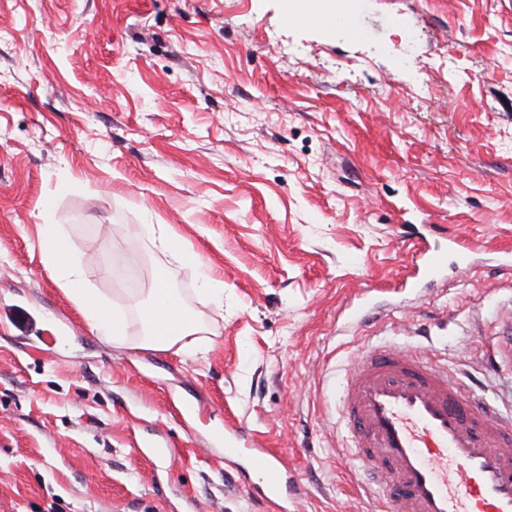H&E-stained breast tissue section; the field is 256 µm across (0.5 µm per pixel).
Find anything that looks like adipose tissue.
Listing matches in <instances>:
<instances>
[{
    "label": "adipose tissue",
    "instance_id": "adipose-tissue-1",
    "mask_svg": "<svg viewBox=\"0 0 512 512\" xmlns=\"http://www.w3.org/2000/svg\"><path fill=\"white\" fill-rule=\"evenodd\" d=\"M40 244L57 284L81 310L92 330L97 335L111 337L115 345L126 344L128 333L124 310L109 307L98 289L87 287L81 264L55 225H41ZM137 310L142 346L162 351L175 348L183 353L201 349L195 316L166 281H157L149 301L138 304Z\"/></svg>",
    "mask_w": 512,
    "mask_h": 512
}]
</instances>
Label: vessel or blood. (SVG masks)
Segmentation results:
<instances>
[{
    "instance_id": "b4317fda",
    "label": "vessel or blood",
    "mask_w": 512,
    "mask_h": 512,
    "mask_svg": "<svg viewBox=\"0 0 512 512\" xmlns=\"http://www.w3.org/2000/svg\"><path fill=\"white\" fill-rule=\"evenodd\" d=\"M406 288L436 277L442 251L421 245ZM512 364V312L501 320L491 365ZM340 415L351 461L370 475L384 512H512V420L469 385L416 352L377 347L348 365ZM263 500L288 512L287 468L270 448L254 451Z\"/></svg>"
}]
</instances>
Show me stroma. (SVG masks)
Returning <instances> with one entry per match:
<instances>
[{"mask_svg": "<svg viewBox=\"0 0 512 512\" xmlns=\"http://www.w3.org/2000/svg\"><path fill=\"white\" fill-rule=\"evenodd\" d=\"M299 7L318 21L285 23ZM42 223L128 344L57 287ZM421 240L447 262L411 293ZM508 257L512 0H0V512H268L224 454L241 425L281 454L290 512H368L345 365L386 341L512 408L487 362ZM202 264L221 309L195 303ZM161 272L200 351L138 345L127 300ZM140 228L144 237L174 259L178 261L194 260L199 264L200 261L182 245L180 239L173 233L169 225L142 224Z\"/></svg>", "mask_w": 512, "mask_h": 512, "instance_id": "obj_1", "label": "stroma"}]
</instances>
